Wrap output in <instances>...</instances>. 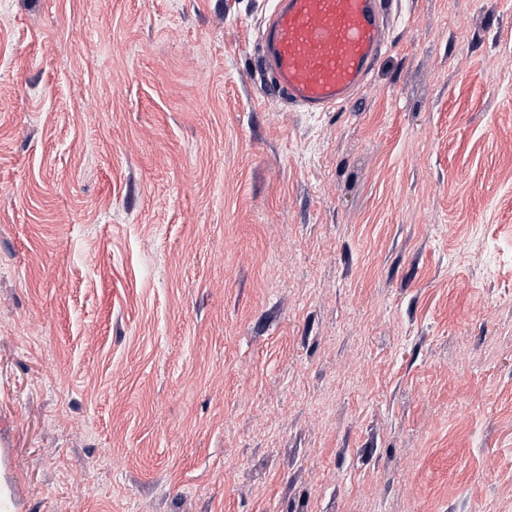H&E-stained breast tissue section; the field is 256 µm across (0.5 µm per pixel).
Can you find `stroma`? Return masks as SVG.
<instances>
[{
  "label": "stroma",
  "instance_id": "obj_1",
  "mask_svg": "<svg viewBox=\"0 0 512 512\" xmlns=\"http://www.w3.org/2000/svg\"><path fill=\"white\" fill-rule=\"evenodd\" d=\"M269 0H0L16 512H512V0H394L348 103Z\"/></svg>",
  "mask_w": 512,
  "mask_h": 512
}]
</instances>
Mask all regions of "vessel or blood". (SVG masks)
<instances>
[{
    "instance_id": "obj_1",
    "label": "vessel or blood",
    "mask_w": 512,
    "mask_h": 512,
    "mask_svg": "<svg viewBox=\"0 0 512 512\" xmlns=\"http://www.w3.org/2000/svg\"><path fill=\"white\" fill-rule=\"evenodd\" d=\"M389 0H273L258 43L277 93L305 112L349 102L385 47Z\"/></svg>"
}]
</instances>
